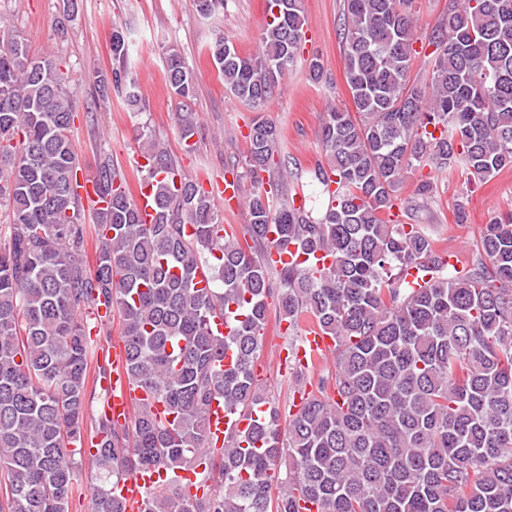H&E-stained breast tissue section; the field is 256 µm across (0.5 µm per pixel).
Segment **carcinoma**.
<instances>
[{
	"mask_svg": "<svg viewBox=\"0 0 512 512\" xmlns=\"http://www.w3.org/2000/svg\"><path fill=\"white\" fill-rule=\"evenodd\" d=\"M411 4L344 0L339 38L357 115L337 106L322 115L327 164L311 179L326 207L277 205L263 189L280 141L265 120L252 124L236 175L252 186L248 243L188 178L156 182L155 221L142 223L106 157L94 178L105 207L92 273L69 137L76 87L23 35L0 32V204L11 217L0 244V512H68L78 485L68 446L84 437L87 311L101 308L121 313L127 374L147 399L126 424L99 417L89 512H125L113 487L159 468L169 482L149 489L143 512H512V213L484 226L461 270L425 225L385 219L421 166L479 181L512 170V0H448L426 31ZM266 11L256 55L222 36L210 47L225 88L259 111L297 66L306 25L301 0H267ZM418 42L432 48L430 70L413 80ZM112 59L99 92L137 105L119 29ZM166 81L173 95L193 96L173 50ZM178 120L187 142L195 118ZM141 155L147 179L176 172L153 139ZM291 247L332 261L317 270L266 263ZM204 268L209 287L199 288ZM412 269L417 288L406 281ZM274 293L288 330L310 319L336 338L334 373L304 382L311 390L285 425L254 375ZM232 307L238 319L221 336L213 319ZM227 350L236 357L228 369ZM215 399L238 413L266 410L216 448L207 427ZM197 466L200 497L179 476Z\"/></svg>",
	"mask_w": 512,
	"mask_h": 512,
	"instance_id": "obj_1",
	"label": "carcinoma"
}]
</instances>
